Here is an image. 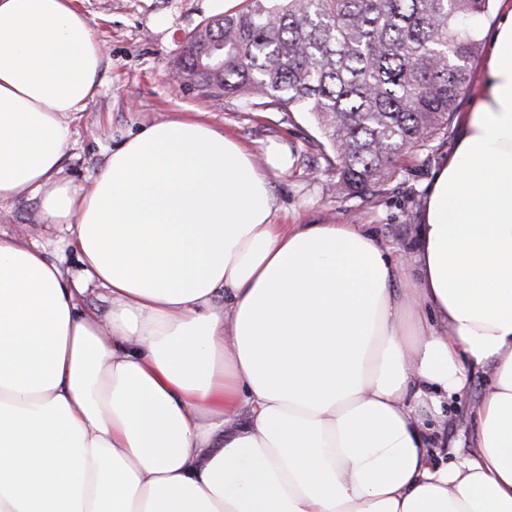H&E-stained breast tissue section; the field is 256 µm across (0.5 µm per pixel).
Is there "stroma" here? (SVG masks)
Segmentation results:
<instances>
[{"instance_id": "1", "label": "stroma", "mask_w": 512, "mask_h": 512, "mask_svg": "<svg viewBox=\"0 0 512 512\" xmlns=\"http://www.w3.org/2000/svg\"><path fill=\"white\" fill-rule=\"evenodd\" d=\"M91 21L105 54L97 95L73 121L76 135L63 155V175L73 185L89 182L107 163L111 132L201 113L213 127L235 138L265 172L279 224H360L390 247L401 262L411 259L433 172L451 154L459 121L428 149L409 157L376 195H348L334 188L336 172L320 147L322 135L309 113L252 106L238 96L212 98L171 79L185 38L213 18L209 0H75ZM285 151L287 171L273 168L266 149ZM0 230L46 246L51 259L76 271L80 264L67 232L45 223L39 198L22 194L0 210ZM488 374L476 373L468 390L444 404L437 430L448 442L442 455L455 460L472 439L470 410L483 395Z\"/></svg>"}]
</instances>
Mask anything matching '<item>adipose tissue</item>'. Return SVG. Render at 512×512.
<instances>
[{
  "label": "adipose tissue",
  "instance_id": "ef3b65f1",
  "mask_svg": "<svg viewBox=\"0 0 512 512\" xmlns=\"http://www.w3.org/2000/svg\"><path fill=\"white\" fill-rule=\"evenodd\" d=\"M486 58L408 275L360 225L274 223L195 117L118 132L71 186L105 58L72 0H0V209L40 197L82 267L0 231V512H512V0ZM488 381V373L478 372L473 376L465 393L460 396H453L445 402L446 418L441 424L436 425V430L442 435L443 439H446V441L448 439V447L440 448L446 461H455L457 455L466 453L470 447L473 433V425L469 415L470 410L485 392Z\"/></svg>",
  "mask_w": 512,
  "mask_h": 512
}]
</instances>
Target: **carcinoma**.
<instances>
[{
    "instance_id": "carcinoma-1",
    "label": "carcinoma",
    "mask_w": 512,
    "mask_h": 512,
    "mask_svg": "<svg viewBox=\"0 0 512 512\" xmlns=\"http://www.w3.org/2000/svg\"><path fill=\"white\" fill-rule=\"evenodd\" d=\"M189 34L174 73L215 97L310 113L336 189L378 192L447 133L492 0H245Z\"/></svg>"
}]
</instances>
